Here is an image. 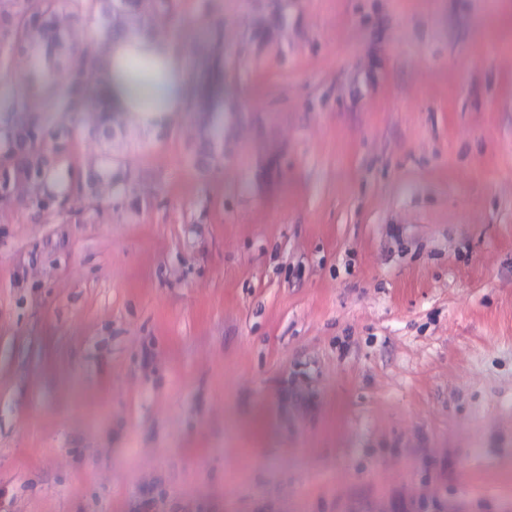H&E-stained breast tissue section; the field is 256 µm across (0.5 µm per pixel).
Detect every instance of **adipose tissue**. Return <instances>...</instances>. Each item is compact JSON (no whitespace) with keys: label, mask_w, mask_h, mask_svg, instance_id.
Returning <instances> with one entry per match:
<instances>
[{"label":"adipose tissue","mask_w":512,"mask_h":512,"mask_svg":"<svg viewBox=\"0 0 512 512\" xmlns=\"http://www.w3.org/2000/svg\"><path fill=\"white\" fill-rule=\"evenodd\" d=\"M84 67L106 110L140 125L173 119L190 95H210L204 84L191 82L184 53L164 34L127 32L85 58Z\"/></svg>","instance_id":"obj_1"}]
</instances>
